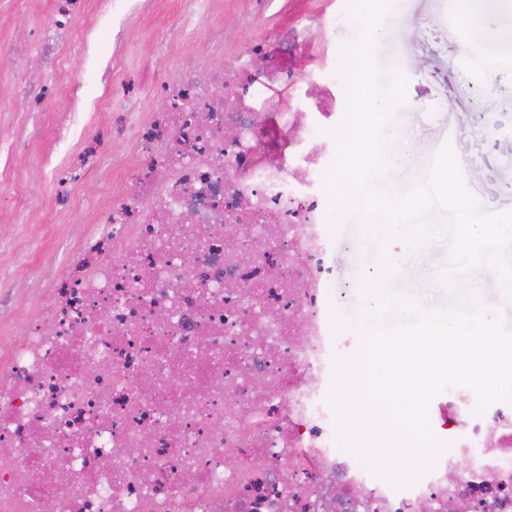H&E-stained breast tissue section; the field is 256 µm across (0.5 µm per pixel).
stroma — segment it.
<instances>
[{
  "mask_svg": "<svg viewBox=\"0 0 512 512\" xmlns=\"http://www.w3.org/2000/svg\"><path fill=\"white\" fill-rule=\"evenodd\" d=\"M11 0H0V111H7L18 137L19 188L36 204L21 211L13 188L0 186V324L33 313L41 288L62 277L75 253L71 249L96 215L94 184L115 155H133L132 134H114L98 159V167L84 175L64 200H57L47 174L35 162L42 144L54 129V111L26 112L18 92L16 72L24 62L22 45L9 22ZM180 11L179 0H156L152 13L128 20L130 36L123 64L122 87L112 90L113 113L135 107L157 110L162 99L157 89L183 65L217 63L220 55H235L282 30L288 22V0H272L262 11L249 0H217L197 28L178 36L168 29ZM464 11L449 13L448 0H396L380 26L375 56L383 68L381 85H388L390 67L409 78L408 107L394 112L393 131L412 134L423 144L422 155L411 164L390 169L398 187L422 178L444 142H451L464 167V181L476 200L489 210H512V9L498 10L493 25L468 23ZM485 43L494 58L504 59L499 76L478 87L466 66L469 46ZM332 256L335 279L329 296L335 311L348 322L342 337L358 343L353 330L369 302L362 294L364 279L376 277V247L365 244L361 223L343 222L334 232ZM389 251L401 255L400 272L389 282L392 290L417 296L429 310L447 308L451 295L438 279L449 261L445 242L431 238L418 253L400 240ZM468 287L491 309H501L512 327V300L495 274L480 267L468 276Z\"/></svg>",
  "mask_w": 512,
  "mask_h": 512,
  "instance_id": "stroma-1",
  "label": "stroma"
}]
</instances>
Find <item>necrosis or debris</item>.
Wrapping results in <instances>:
<instances>
[{
  "instance_id": "4bbe7bcc",
  "label": "necrosis or debris",
  "mask_w": 512,
  "mask_h": 512,
  "mask_svg": "<svg viewBox=\"0 0 512 512\" xmlns=\"http://www.w3.org/2000/svg\"><path fill=\"white\" fill-rule=\"evenodd\" d=\"M296 3L285 34L161 85L166 108L136 123L94 111L128 17L152 0H54L25 41L27 111H45L64 37L85 61L45 169L70 183L73 158L129 128L137 149L67 274L0 349V512H512V403L437 395L429 423L448 451L405 488L337 448L336 98L329 48L307 35L328 0Z\"/></svg>"
}]
</instances>
